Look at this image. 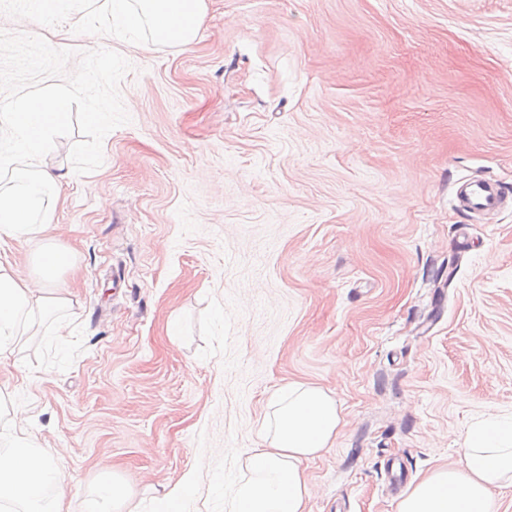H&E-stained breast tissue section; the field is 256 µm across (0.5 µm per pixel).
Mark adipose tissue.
Instances as JSON below:
<instances>
[{
    "instance_id": "ef3b65f1",
    "label": "adipose tissue",
    "mask_w": 512,
    "mask_h": 512,
    "mask_svg": "<svg viewBox=\"0 0 512 512\" xmlns=\"http://www.w3.org/2000/svg\"><path fill=\"white\" fill-rule=\"evenodd\" d=\"M102 11L119 35L149 33L152 42L186 46L200 29L205 0H104ZM68 93L24 89L8 123L12 148L0 154V238L34 241L36 281L17 277L0 262V359L11 355L36 318L68 306L59 282L73 265L70 251L49 236L61 175L45 155L59 127ZM343 421L337 400L320 387L289 384L268 403L261 425L265 448L246 458L233 490L235 512H305L306 461L328 447ZM68 475L49 453L0 426V512H48V491L63 490ZM512 485V416L490 417L469 430L459 461L415 484L398 512H494V494Z\"/></svg>"
}]
</instances>
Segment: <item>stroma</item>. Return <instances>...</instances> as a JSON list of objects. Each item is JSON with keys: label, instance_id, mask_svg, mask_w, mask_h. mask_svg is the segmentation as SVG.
<instances>
[{"label": "stroma", "instance_id": "obj_1", "mask_svg": "<svg viewBox=\"0 0 512 512\" xmlns=\"http://www.w3.org/2000/svg\"><path fill=\"white\" fill-rule=\"evenodd\" d=\"M101 2L0 0V31L132 65L103 164L46 157L71 305L0 361L64 512L112 471L129 512L186 479L178 512H233L289 383L345 416L307 512H397L512 414V0H206L188 46L117 37ZM470 178L506 206L458 208Z\"/></svg>", "mask_w": 512, "mask_h": 512}]
</instances>
